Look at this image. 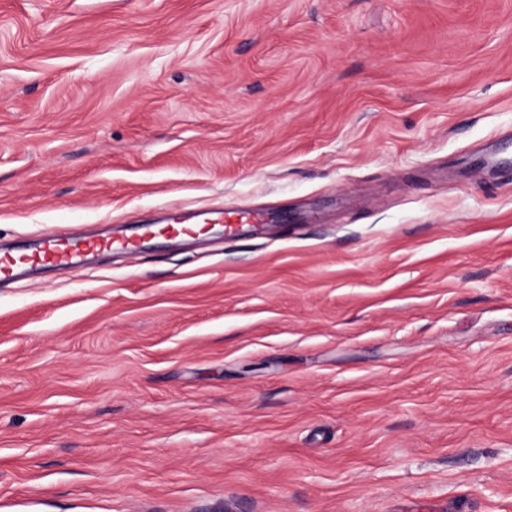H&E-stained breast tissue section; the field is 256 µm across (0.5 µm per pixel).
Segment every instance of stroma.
<instances>
[{"mask_svg": "<svg viewBox=\"0 0 512 512\" xmlns=\"http://www.w3.org/2000/svg\"><path fill=\"white\" fill-rule=\"evenodd\" d=\"M0 512H512V0H0ZM135 249V242L128 239H92L67 234L52 235L44 240L41 248L35 253L15 255L0 252V279L4 280L11 277L20 266L67 267L77 264L82 255L88 251L121 250L132 252Z\"/></svg>", "mask_w": 512, "mask_h": 512, "instance_id": "1", "label": "stroma"}]
</instances>
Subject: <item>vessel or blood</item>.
I'll list each match as a JSON object with an SVG mask.
<instances>
[{"mask_svg":"<svg viewBox=\"0 0 512 512\" xmlns=\"http://www.w3.org/2000/svg\"><path fill=\"white\" fill-rule=\"evenodd\" d=\"M135 248V242L127 239H92L57 234L46 238L37 252L24 256L0 253V279L11 277L18 267L26 264L67 267L77 264L82 255L89 251L121 250L131 252Z\"/></svg>","mask_w":512,"mask_h":512,"instance_id":"obj_1","label":"vessel or blood"}]
</instances>
